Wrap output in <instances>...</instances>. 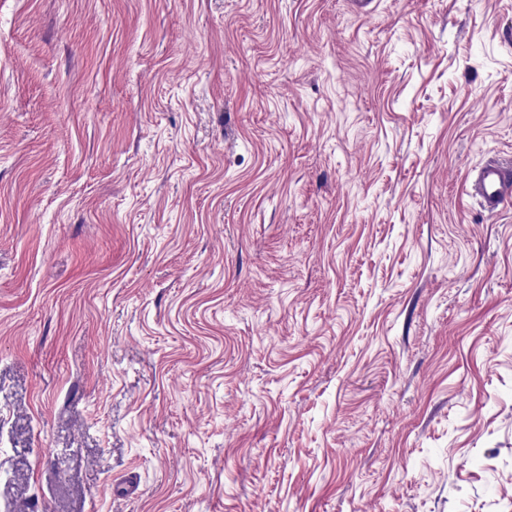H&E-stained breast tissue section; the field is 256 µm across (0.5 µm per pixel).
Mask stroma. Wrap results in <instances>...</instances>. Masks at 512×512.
<instances>
[{"mask_svg":"<svg viewBox=\"0 0 512 512\" xmlns=\"http://www.w3.org/2000/svg\"><path fill=\"white\" fill-rule=\"evenodd\" d=\"M0 0V512H512V0ZM467 191L491 215L512 201V162L491 159L468 172Z\"/></svg>","mask_w":512,"mask_h":512,"instance_id":"35a3bbf8","label":"stroma"}]
</instances>
